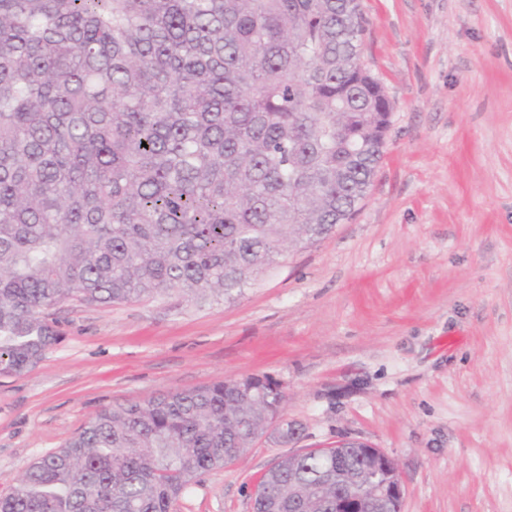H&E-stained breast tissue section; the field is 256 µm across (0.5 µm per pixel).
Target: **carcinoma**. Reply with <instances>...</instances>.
Wrapping results in <instances>:
<instances>
[{"label": "carcinoma", "mask_w": 512, "mask_h": 512, "mask_svg": "<svg viewBox=\"0 0 512 512\" xmlns=\"http://www.w3.org/2000/svg\"><path fill=\"white\" fill-rule=\"evenodd\" d=\"M358 0H0V375L55 343L67 301L230 300L354 216L390 102L360 62ZM255 375L103 407L30 464L0 512H170L283 419ZM339 478L287 453L253 512H332Z\"/></svg>", "instance_id": "carcinoma-1"}]
</instances>
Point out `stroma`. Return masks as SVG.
<instances>
[{
    "instance_id": "obj_1",
    "label": "stroma",
    "mask_w": 512,
    "mask_h": 512,
    "mask_svg": "<svg viewBox=\"0 0 512 512\" xmlns=\"http://www.w3.org/2000/svg\"><path fill=\"white\" fill-rule=\"evenodd\" d=\"M390 101L369 193L232 301L54 310L58 342L0 376V496L102 407L267 375L283 415L172 512H252L277 457L357 439L397 464L402 512H512V0H360Z\"/></svg>"
}]
</instances>
